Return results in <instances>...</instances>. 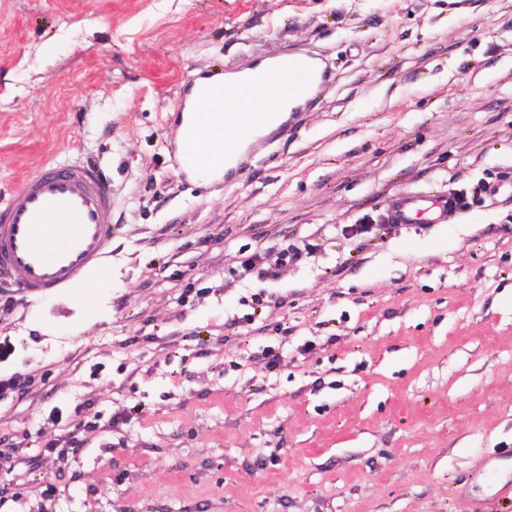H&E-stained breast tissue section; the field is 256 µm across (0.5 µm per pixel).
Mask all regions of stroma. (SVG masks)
Wrapping results in <instances>:
<instances>
[{
	"label": "stroma",
	"mask_w": 512,
	"mask_h": 512,
	"mask_svg": "<svg viewBox=\"0 0 512 512\" xmlns=\"http://www.w3.org/2000/svg\"><path fill=\"white\" fill-rule=\"evenodd\" d=\"M273 50L331 84L199 182L186 90ZM75 159L112 247L0 283V512H512V0H0V200ZM197 131L195 127L187 128L181 142L180 151L182 159L188 167L195 166L196 160L200 159L201 152L206 151L211 146L208 140L199 138ZM464 207L453 194L448 197L398 193L388 200V220L392 224H444Z\"/></svg>",
	"instance_id": "35a3bbf8"
}]
</instances>
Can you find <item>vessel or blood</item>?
Instances as JSON below:
<instances>
[{
  "label": "vessel or blood",
  "instance_id": "b4317fda",
  "mask_svg": "<svg viewBox=\"0 0 512 512\" xmlns=\"http://www.w3.org/2000/svg\"><path fill=\"white\" fill-rule=\"evenodd\" d=\"M279 95L258 101L254 120L277 132V120L288 117L284 99L300 112L315 101L330 81L329 72L309 55L266 60ZM208 141L196 128L185 131L180 151L186 166H195ZM463 207L455 195L445 197L398 193L388 200L393 224H444ZM112 192L99 165L75 161L47 165L0 202V276L10 278L31 298L89 287L90 273L107 255L112 226L107 215Z\"/></svg>",
  "mask_w": 512,
  "mask_h": 512
}]
</instances>
